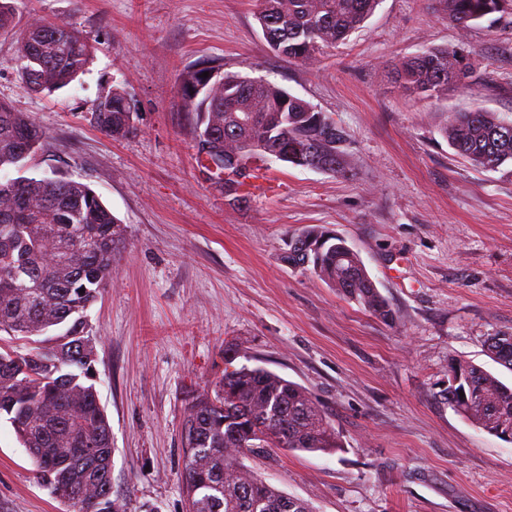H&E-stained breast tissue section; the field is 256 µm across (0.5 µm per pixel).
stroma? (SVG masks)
<instances>
[{
  "label": "stroma",
  "mask_w": 512,
  "mask_h": 512,
  "mask_svg": "<svg viewBox=\"0 0 512 512\" xmlns=\"http://www.w3.org/2000/svg\"><path fill=\"white\" fill-rule=\"evenodd\" d=\"M0 32V102L47 138L31 176L88 184L124 228L112 285L89 311L97 390L112 429V493L127 512H186L182 421L194 393L235 365L301 385L342 436L333 453L263 449L245 464L313 512H512V443L438 392L462 358L512 387L485 341L512 332V174L457 156L445 113L512 119V16L459 31L438 0H380L310 64L274 53L259 0H12ZM43 16L86 36L74 84L29 89L20 39ZM431 47L469 54L480 79L437 99L404 93L385 64ZM263 76L347 134L345 173L253 157L249 198L229 204L198 162L182 81L200 63ZM122 89L135 131L91 118ZM345 238L396 314L376 319L289 266L290 235ZM0 512H68L0 421Z\"/></svg>",
  "instance_id": "1"
}]
</instances>
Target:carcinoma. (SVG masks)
<instances>
[{
  "mask_svg": "<svg viewBox=\"0 0 512 512\" xmlns=\"http://www.w3.org/2000/svg\"><path fill=\"white\" fill-rule=\"evenodd\" d=\"M378 0H261L260 26L272 25L275 52L309 63L360 28ZM448 21L461 30L495 13L512 15V0H440ZM38 91L71 84L89 63L85 38L67 24L31 21ZM213 77L203 83L202 73ZM395 83L406 93L437 97L450 84L478 79L471 58L448 48H429L391 64ZM182 95L195 113L194 135L228 128L232 139L271 142L285 164L322 165L345 171V131L311 123L309 102L266 81L203 64L184 80ZM115 88L93 111L105 110L114 136L135 130ZM505 120L483 109L457 112L440 127L455 152L484 171L512 162V137L498 135ZM46 133L29 116L0 103V417H5L35 466V477L71 512H127L112 496V432L91 379L97 336L87 311L112 285V259L124 229L89 185L64 178L17 176L26 139L41 144ZM285 260L309 272L346 299L385 322L395 314L366 271L358 253L331 232L309 226L291 236ZM491 357L512 369V333L487 340ZM192 398L183 421V492L188 512H312L245 464L256 448L332 453L342 448L326 413L294 382L261 367L230 368ZM439 398L457 414L498 438H512V389L483 367L454 359L448 387Z\"/></svg>",
  "mask_w": 512,
  "mask_h": 512,
  "instance_id": "carcinoma-1",
  "label": "carcinoma"
}]
</instances>
